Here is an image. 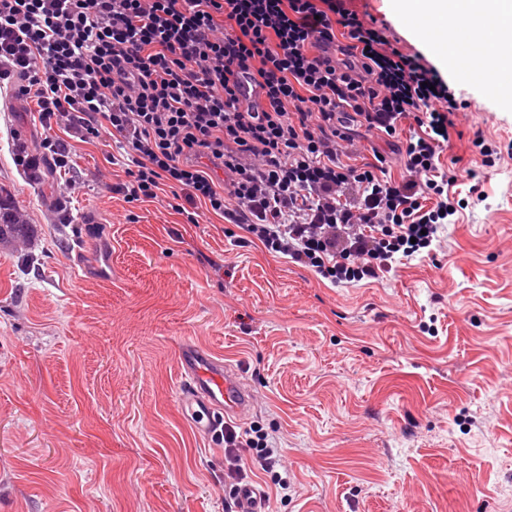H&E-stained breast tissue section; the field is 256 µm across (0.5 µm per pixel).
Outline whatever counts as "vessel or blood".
Listing matches in <instances>:
<instances>
[{
  "mask_svg": "<svg viewBox=\"0 0 512 512\" xmlns=\"http://www.w3.org/2000/svg\"><path fill=\"white\" fill-rule=\"evenodd\" d=\"M178 359L184 379L179 406L191 420L206 417L215 423L217 415L240 419L249 413L253 395L240 370L191 344H183ZM236 512H264L263 494L252 486H242L236 494Z\"/></svg>",
  "mask_w": 512,
  "mask_h": 512,
  "instance_id": "obj_1",
  "label": "vessel or blood"
}]
</instances>
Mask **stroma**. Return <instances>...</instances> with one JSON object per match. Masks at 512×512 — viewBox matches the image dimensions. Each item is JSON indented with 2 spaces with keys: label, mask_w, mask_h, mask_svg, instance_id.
<instances>
[{
  "label": "stroma",
  "mask_w": 512,
  "mask_h": 512,
  "mask_svg": "<svg viewBox=\"0 0 512 512\" xmlns=\"http://www.w3.org/2000/svg\"><path fill=\"white\" fill-rule=\"evenodd\" d=\"M355 7L467 106L440 154L456 212L434 250L356 284L215 214L187 223L171 194H98V174L125 178L109 138L28 183L11 138L45 132L0 87V191L31 226L0 247V512H225L222 431L178 404L186 340L254 393L242 427L288 480L254 477L267 512H512V155L485 168L472 145L511 142L512 108L390 0ZM66 184L68 223L49 208Z\"/></svg>",
  "instance_id": "1"
}]
</instances>
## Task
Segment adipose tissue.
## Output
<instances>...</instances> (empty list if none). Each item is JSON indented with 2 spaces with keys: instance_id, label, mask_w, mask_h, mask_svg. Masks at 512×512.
<instances>
[{
  "instance_id": "adipose-tissue-1",
  "label": "adipose tissue",
  "mask_w": 512,
  "mask_h": 512,
  "mask_svg": "<svg viewBox=\"0 0 512 512\" xmlns=\"http://www.w3.org/2000/svg\"><path fill=\"white\" fill-rule=\"evenodd\" d=\"M401 18L419 21L425 42L441 36L448 40V53L459 57L466 47L453 39L451 29L459 19L479 22L483 42L480 57L469 73L480 77L489 70L512 72V0H394Z\"/></svg>"
}]
</instances>
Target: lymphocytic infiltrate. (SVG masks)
<instances>
[{"instance_id":"obj_1","label":"lymphocytic infiltrate","mask_w":512,"mask_h":512,"mask_svg":"<svg viewBox=\"0 0 512 512\" xmlns=\"http://www.w3.org/2000/svg\"><path fill=\"white\" fill-rule=\"evenodd\" d=\"M0 81L47 132L38 152L12 143L29 181L67 165L69 139L111 136L132 166L108 192L133 204L169 189L188 223L210 207L335 285L431 248L454 213L438 162L462 106L352 0H0ZM408 118L402 182L383 154L357 164ZM243 448L281 482L274 449L231 425L229 478L249 477Z\"/></svg>"}]
</instances>
